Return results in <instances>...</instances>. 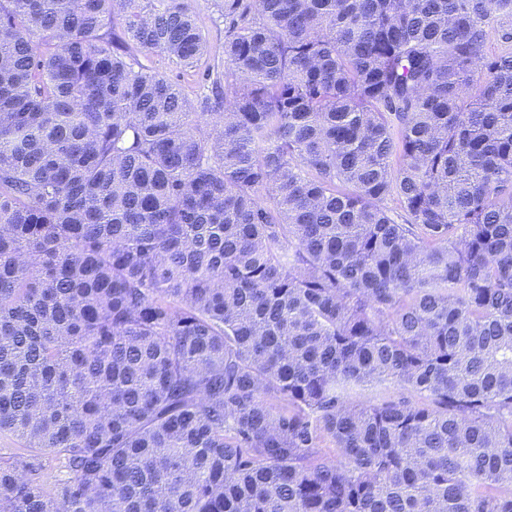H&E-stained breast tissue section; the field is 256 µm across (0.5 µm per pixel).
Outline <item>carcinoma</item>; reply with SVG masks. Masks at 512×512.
<instances>
[{
  "instance_id": "carcinoma-1",
  "label": "carcinoma",
  "mask_w": 512,
  "mask_h": 512,
  "mask_svg": "<svg viewBox=\"0 0 512 512\" xmlns=\"http://www.w3.org/2000/svg\"><path fill=\"white\" fill-rule=\"evenodd\" d=\"M493 14L224 0L193 104L184 0H0V512H512ZM200 20L201 29L207 38L208 53L192 69H184L167 56L153 52H134L137 60L172 82L177 83L191 101L210 90L211 79L216 70L224 69V0H186Z\"/></svg>"
}]
</instances>
